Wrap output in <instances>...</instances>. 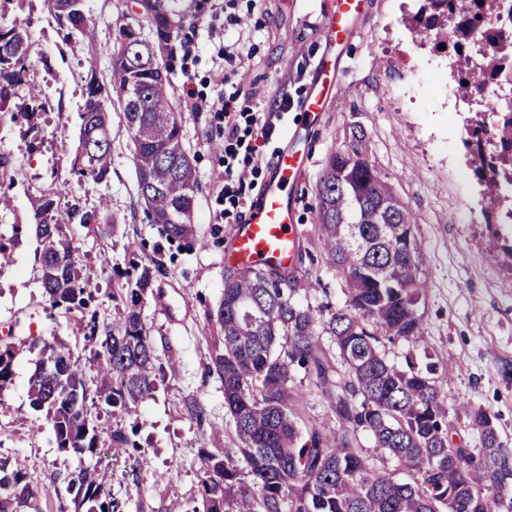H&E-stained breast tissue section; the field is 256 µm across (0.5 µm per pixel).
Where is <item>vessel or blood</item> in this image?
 <instances>
[{"mask_svg": "<svg viewBox=\"0 0 512 512\" xmlns=\"http://www.w3.org/2000/svg\"><path fill=\"white\" fill-rule=\"evenodd\" d=\"M366 0H336L326 19L330 42L347 41L352 22ZM336 87V60L320 59L313 87L303 104L309 122H317L327 98ZM308 152L297 136H290L272 163L271 174L259 201L227 239L224 261L240 269L279 267L295 269L300 237L295 225V192L303 180Z\"/></svg>", "mask_w": 512, "mask_h": 512, "instance_id": "obj_1", "label": "vessel or blood"}]
</instances>
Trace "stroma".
<instances>
[{
  "label": "stroma",
  "mask_w": 512,
  "mask_h": 512,
  "mask_svg": "<svg viewBox=\"0 0 512 512\" xmlns=\"http://www.w3.org/2000/svg\"><path fill=\"white\" fill-rule=\"evenodd\" d=\"M194 8L161 52L170 66L171 90L179 104L183 142L196 169L192 247L168 242L138 200L133 145L119 106H112V169L108 182L95 183L68 172L65 159L78 142L82 108V61L97 56L98 76L109 83L118 28L135 23L132 0H88L89 32L81 48L65 49L43 0L30 7L0 9V28L19 25L32 43L34 65L17 89L20 105L29 85L45 90L51 104L36 125L0 119V159L18 169L14 180L0 179V192L13 199L0 213V236L24 225L23 242L10 266L0 268V342L21 344L31 337H56L74 359L86 364L87 386L100 379L89 365L99 349L42 294L37 246L30 228L31 201L52 189L59 202L80 200L87 208L114 217L104 233L72 225L82 275L93 291L90 308L111 321L135 269L162 260L166 273L144 297L141 313L161 365L152 398L108 423L135 441L137 451L113 454L107 434L94 452L76 458L61 452L52 423L28 404L35 365L17 359L10 388L0 393V460L29 475L45 490L42 512H56L70 496L64 481L79 464L97 466L118 512H190L198 496L201 450L220 452L237 445L234 424L224 409V391L210 373L217 330L208 320L224 292V241L231 229L224 198V115L196 112L188 95L217 99L239 92L251 111L270 112L288 98L282 117L272 118L268 136L239 130L238 166L253 168L248 203L259 200L270 163L285 143L287 130L302 119L301 106L326 44L323 21L335 0H193ZM419 0H370L354 20L355 35L337 60L336 96L309 137L311 162L297 192L296 224L302 261L296 299L317 306H343L345 279L326 262L317 237L316 184L331 152L348 141L352 126L367 134L369 155L386 174L399 199L416 217L415 237L428 288L421 300L423 336L436 363L438 384L448 409L451 444L478 445V434L460 405L471 404L492 416L500 441L512 449V226L500 223L503 200L482 194L476 164L467 152L466 129L478 107L462 101L448 108V52L419 43L412 17ZM414 68L406 82L402 71ZM237 70L225 84V69ZM171 308L160 311V297ZM199 398L206 418L196 421L184 409L186 397Z\"/></svg>",
  "instance_id": "stroma-1"
}]
</instances>
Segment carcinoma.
Returning <instances> with one entry per match:
<instances>
[{
  "label": "carcinoma",
  "mask_w": 512,
  "mask_h": 512,
  "mask_svg": "<svg viewBox=\"0 0 512 512\" xmlns=\"http://www.w3.org/2000/svg\"><path fill=\"white\" fill-rule=\"evenodd\" d=\"M63 40L88 27L86 0H43ZM186 0H138L142 22L121 27L112 56L111 87L98 80L95 58H86L82 77L84 104L79 113L78 144L69 172L108 181L112 163L109 105L117 98L134 145L138 199L169 241L191 242V214L198 188L190 152L182 142L172 101L169 70L159 62L175 22L185 15ZM496 0H424L415 34L421 39L452 30L455 48L487 27ZM149 28V35L141 29ZM31 43L17 27L0 29V117L10 91L28 70ZM484 82L476 81L471 59L457 66V93L470 97L498 80L499 58L483 59ZM50 107L33 87L23 116L31 121ZM485 119L475 121L465 145L480 165L483 192L497 195L503 167L512 170V153L485 154L479 135ZM496 144L512 149V103L507 101L492 125ZM36 253L41 288L51 306L76 318L85 337L99 341L96 359L102 373L95 396H89L86 370L71 350L45 338L23 347L0 343V391L13 381L20 351L35 361L29 405L52 420L57 448L74 455L94 451L101 413L129 410L157 389L156 354L138 309L154 281L166 273L154 260L137 275L123 300L124 309L99 325L89 310L93 294L81 278L78 246L66 234L69 224L95 229L101 217L74 201L57 207L54 194L33 202ZM316 224L327 262L344 276L348 299L341 309L314 310L295 299L298 271L259 268L228 271L224 294L209 322L222 334L214 345L210 371L224 389V408L240 447L224 454L201 452L199 498L191 512H512V450L499 440L491 416L465 407L479 436V448L453 447L448 439V411L440 396L433 366L422 373L412 360L399 368L380 344L422 342L419 304L426 278L420 269L412 211L393 194L385 174L369 159L362 129L350 132L347 145L330 154L318 184ZM329 337V344L322 337ZM313 378L327 403L336 432L321 425L302 426L293 408L292 371ZM375 439L374 452L395 460L409 479L380 470L361 446V435ZM74 495V512H117L96 469L80 467L66 476ZM40 494L20 469L0 465V512H35Z\"/></svg>",
  "instance_id": "obj_1"
}]
</instances>
